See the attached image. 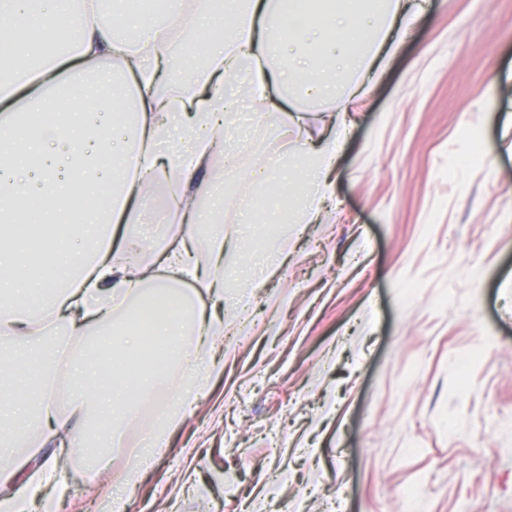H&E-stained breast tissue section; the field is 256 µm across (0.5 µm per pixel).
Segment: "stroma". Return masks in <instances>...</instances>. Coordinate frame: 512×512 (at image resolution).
I'll list each match as a JSON object with an SVG mask.
<instances>
[{"label": "stroma", "instance_id": "1", "mask_svg": "<svg viewBox=\"0 0 512 512\" xmlns=\"http://www.w3.org/2000/svg\"><path fill=\"white\" fill-rule=\"evenodd\" d=\"M416 21L364 94L300 136L258 126L243 169L301 139H346L323 222L229 221L243 256L287 241L258 287L230 283L215 371L153 467L126 486L73 449L0 469V498L48 463L82 495L55 512H512V0H406ZM224 176V212L265 194ZM467 357L459 366L458 357Z\"/></svg>", "mask_w": 512, "mask_h": 512}]
</instances>
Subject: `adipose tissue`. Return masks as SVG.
<instances>
[{"label": "adipose tissue", "mask_w": 512, "mask_h": 512, "mask_svg": "<svg viewBox=\"0 0 512 512\" xmlns=\"http://www.w3.org/2000/svg\"><path fill=\"white\" fill-rule=\"evenodd\" d=\"M234 0V26L216 31L215 0H169L171 21L160 25L145 13L122 10L105 27L96 6L79 13L61 0H0V27L33 21L37 41L24 50L0 42V60L12 74L0 78V224L37 223L45 235L60 224L81 222L94 241L90 253L61 248L49 260L65 278L53 280L34 259L0 242V335L27 343L25 352L0 359V461L16 462L19 436L63 444L91 439L83 469L98 474L111 465L125 427L138 423L143 384L131 383L124 364L83 361L66 410L47 391L59 363L43 347L45 335L85 339L133 356L144 334L168 341V356L186 377L168 413L143 426L137 470L146 472L155 449L165 447L177 416L196 404L217 367L206 360L211 342L224 333L217 312L228 281L251 283L254 264L228 261L224 236V182L208 177L215 158L225 171L238 159L227 136L241 97L253 99L259 122L287 130L301 123L300 99L331 102L356 93L380 63L382 50H397L407 24L398 17L403 0ZM191 13L190 32L207 46L203 57L174 52L177 24ZM76 31L74 43L63 41ZM45 43L53 52H42ZM195 77L181 111L170 109L171 88L182 74ZM40 106L55 121L31 135L19 113ZM339 137L300 147L274 166L256 165L248 180L278 193L289 204L268 211L265 221L317 220L334 191ZM176 182L168 199L181 231L146 236L141 228L159 180ZM150 252L152 263L130 266L131 255ZM166 268L157 280L155 266ZM194 346H186L185 335Z\"/></svg>", "instance_id": "ef3b65f1"}]
</instances>
